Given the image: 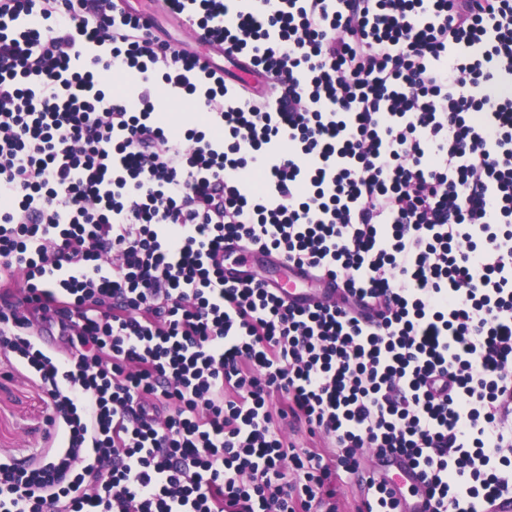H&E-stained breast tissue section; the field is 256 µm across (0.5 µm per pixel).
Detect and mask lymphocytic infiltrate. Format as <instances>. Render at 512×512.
<instances>
[{
  "instance_id": "1",
  "label": "lymphocytic infiltrate",
  "mask_w": 512,
  "mask_h": 512,
  "mask_svg": "<svg viewBox=\"0 0 512 512\" xmlns=\"http://www.w3.org/2000/svg\"><path fill=\"white\" fill-rule=\"evenodd\" d=\"M161 2L262 85L125 0H0V354L65 445L0 461V512H340L351 475L396 512L373 448L436 512H489L512 493V0ZM161 87L202 116L168 121ZM228 241L345 291L296 310L225 280ZM130 7L136 11H146L152 14L155 22V29L159 36L164 39L169 40L173 45L180 48H189L197 53H211V62L214 66L224 69L230 70L232 72L239 71V78L244 82L252 81V75L245 71L237 70L232 64H230L225 58L224 55L213 52L205 45H201L197 43L195 40L189 39L185 30L186 29L192 34L195 35L194 28L191 24H183L178 23L176 20L172 19L165 13H163L158 8V2L155 0H129ZM389 456V453L386 456L379 455L378 451H375L369 462L370 467L393 476H389V483L397 496H399V488L408 483L419 489L417 498L412 501L401 498L399 512H433L434 502L422 491L423 477L420 470L414 467L406 456L393 455L394 458L386 459Z\"/></svg>"
}]
</instances>
